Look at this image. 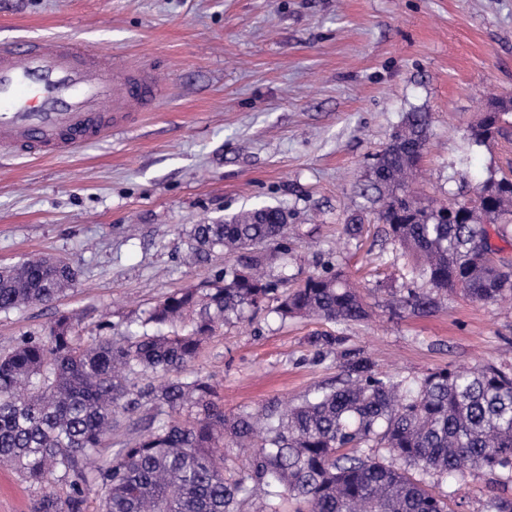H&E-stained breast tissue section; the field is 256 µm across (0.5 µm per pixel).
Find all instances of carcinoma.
<instances>
[{
  "mask_svg": "<svg viewBox=\"0 0 512 512\" xmlns=\"http://www.w3.org/2000/svg\"><path fill=\"white\" fill-rule=\"evenodd\" d=\"M428 115L412 112L379 153L370 187L378 223L410 260L406 275L426 288L406 303L431 310L435 295L464 292L490 302L512 294V265L491 230L512 223V178L490 174L461 195V208L418 200L410 181L426 146ZM512 108L469 127L509 135ZM288 212L242 209L195 224L190 257L244 251L239 267L202 289L165 296L140 329L82 334L77 315L58 316L42 336H22L0 355V465L55 491L32 512H449L448 496L422 476L464 482L474 468L512 482V370L493 364L437 369L409 387L346 361L347 379L300 402L242 411L229 420L209 378L185 375L217 326L279 295L281 319L349 323L366 318L360 293L336 270L313 273L292 290L265 278L288 255ZM76 271L53 256L0 270V313L48 305L71 289ZM146 412L143 433L112 453V434ZM251 448L239 470H224V449Z\"/></svg>",
  "mask_w": 512,
  "mask_h": 512,
  "instance_id": "cac0c4a2",
  "label": "carcinoma"
}]
</instances>
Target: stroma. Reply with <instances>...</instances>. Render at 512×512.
<instances>
[{"label": "stroma", "instance_id": "stroma-1", "mask_svg": "<svg viewBox=\"0 0 512 512\" xmlns=\"http://www.w3.org/2000/svg\"><path fill=\"white\" fill-rule=\"evenodd\" d=\"M39 36L148 66L161 99L68 155L0 156V267L42 254L77 271L59 301L0 313L1 351L65 312H83L84 335L108 336L165 295L206 287L236 258L218 249L188 261L192 225L267 203L290 225L271 280L294 288L341 270L368 316L283 322L270 298L225 322L190 371L211 379L226 416L337 383L345 352L405 387L440 368L512 364V302L448 294L427 314L399 304L413 282L369 187L376 154L411 112L429 116L416 191L444 203L512 170V140L464 137L482 103L512 93V0H0V41ZM321 334L341 342L318 361ZM435 489L452 512L512 498L482 469ZM40 494L0 468V512H32Z\"/></svg>", "mask_w": 512, "mask_h": 512}]
</instances>
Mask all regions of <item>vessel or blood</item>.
<instances>
[{"label":"vessel or blood","instance_id":"b4317fda","mask_svg":"<svg viewBox=\"0 0 512 512\" xmlns=\"http://www.w3.org/2000/svg\"><path fill=\"white\" fill-rule=\"evenodd\" d=\"M151 73L75 41L37 38L0 47V148L71 153L155 108Z\"/></svg>","mask_w":512,"mask_h":512}]
</instances>
